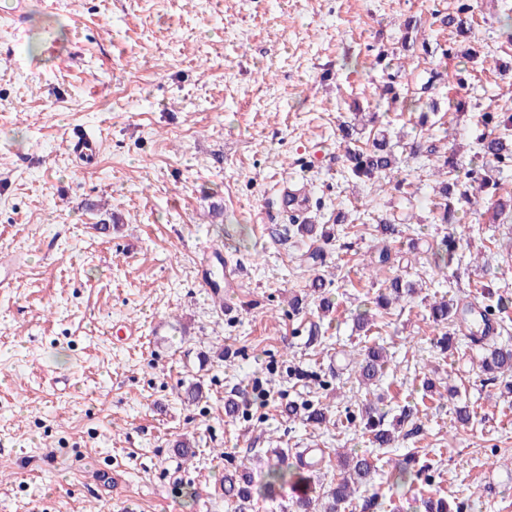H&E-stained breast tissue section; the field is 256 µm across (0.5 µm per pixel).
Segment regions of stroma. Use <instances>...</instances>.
Listing matches in <instances>:
<instances>
[{
	"label": "stroma",
	"instance_id": "35a3bbf8",
	"mask_svg": "<svg viewBox=\"0 0 512 512\" xmlns=\"http://www.w3.org/2000/svg\"><path fill=\"white\" fill-rule=\"evenodd\" d=\"M458 0H26L0 18V252L24 257L0 288V512H228L222 476L270 449L323 451V492L340 453L380 468L345 512H424L445 497L463 512H512V388L484 385L483 351L435 346L429 305L479 301L478 281L512 298V216L493 223L475 201L433 224L438 178L411 156L414 87L441 71L429 134L477 165L487 112L512 113V0H472L465 17L478 60L443 58L456 35L440 19ZM421 21L427 52L409 62L405 101L381 121L406 196L352 180L340 124L348 105L378 102V49H399ZM97 142L92 158L70 138ZM307 186L348 221L330 240L289 232L285 189ZM411 215L377 268L380 217ZM461 239L444 265V236ZM217 248L238 285L214 291L197 271ZM322 264L311 267L309 256ZM327 285L311 293L314 275ZM415 297L357 314L394 277ZM328 297L330 310L320 307ZM383 346L386 375L360 386L353 349ZM204 398L183 401L190 383ZM456 398L422 404L425 385ZM237 410L227 414L228 401ZM327 409L322 424L288 403ZM404 418L391 448L371 447L347 412ZM468 407L469 424L456 407ZM190 439L191 457L176 443ZM419 451L399 476L392 459ZM111 469L109 489L96 481Z\"/></svg>",
	"mask_w": 512,
	"mask_h": 512
}]
</instances>
